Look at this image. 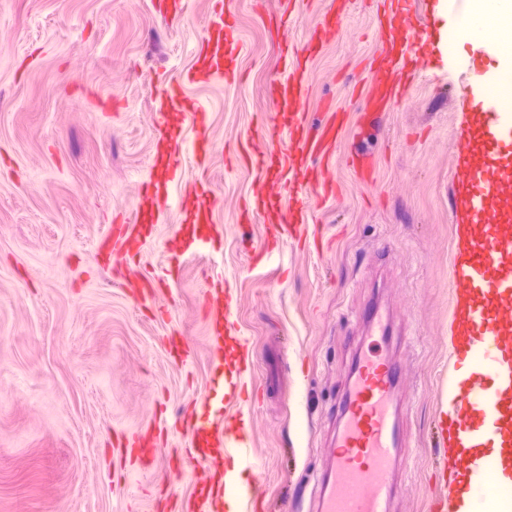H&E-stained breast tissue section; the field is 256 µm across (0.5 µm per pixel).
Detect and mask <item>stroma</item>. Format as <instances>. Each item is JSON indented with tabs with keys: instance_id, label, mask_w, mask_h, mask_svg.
<instances>
[{
	"instance_id": "obj_1",
	"label": "stroma",
	"mask_w": 512,
	"mask_h": 512,
	"mask_svg": "<svg viewBox=\"0 0 512 512\" xmlns=\"http://www.w3.org/2000/svg\"><path fill=\"white\" fill-rule=\"evenodd\" d=\"M336 0H236L237 84L189 83L218 0H0V512H182L205 471L184 465L186 413L207 403L246 455L224 465L266 473L260 505L307 512L352 358L360 312L378 303L404 333L397 350L406 455L391 512H426L444 455L437 421L453 369L449 182L459 112L447 59L421 72L378 130L356 135L377 54L373 0L307 69L309 119L345 117L331 162L334 191L313 200L305 239L267 242V212L240 222L263 172L239 167L238 145L277 113L287 72L281 42L301 45ZM181 84L209 114L217 150L197 165L190 113L163 119L160 84ZM170 125L181 173L136 261L116 264L112 226L141 219L159 172L156 133ZM375 159V188L347 165ZM207 190L213 240L168 248L184 190ZM266 248L253 261L254 249ZM159 280L153 299L127 277ZM230 291L235 330L215 349L202 294ZM177 337L188 359L166 347ZM167 441L150 464L117 454V436L150 427Z\"/></svg>"
}]
</instances>
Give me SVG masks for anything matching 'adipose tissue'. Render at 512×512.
Listing matches in <instances>:
<instances>
[{"label": "adipose tissue", "instance_id": "1", "mask_svg": "<svg viewBox=\"0 0 512 512\" xmlns=\"http://www.w3.org/2000/svg\"><path fill=\"white\" fill-rule=\"evenodd\" d=\"M450 39L489 45L500 59L512 61V32L506 30L502 13L477 7L453 22ZM478 454L481 458L496 461V473L483 496L461 499L457 512H493L501 487L512 486V411L503 410L499 432L486 446L479 448Z\"/></svg>", "mask_w": 512, "mask_h": 512}]
</instances>
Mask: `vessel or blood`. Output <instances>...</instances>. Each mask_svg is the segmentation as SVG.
Wrapping results in <instances>:
<instances>
[{"label":"vessel or blood","mask_w":512,"mask_h":512,"mask_svg":"<svg viewBox=\"0 0 512 512\" xmlns=\"http://www.w3.org/2000/svg\"><path fill=\"white\" fill-rule=\"evenodd\" d=\"M234 0H224V19L215 35L200 50V63L188 78L207 82L216 77L231 81L235 70L224 63L225 53L237 39ZM418 0H383L384 10L375 31L380 52L370 65L369 91L358 124H381L390 101L410 87L416 71L428 68L440 39L438 15L418 13ZM342 13L326 14L308 41L292 49L289 74L276 90L277 108L289 118L288 128L267 123L257 142L242 144L239 158L257 168H277L272 179H262L252 193V204L263 208L280 198L288 200L284 229H304L312 199L329 194V163L344 119L331 104V118L316 126L308 120L305 77L308 61L330 41L342 22ZM455 64L459 80L470 93L459 103L461 120L455 133L454 175L450 187L454 234L450 257L452 327L458 336L454 355L462 367L448 378V437L455 442L452 468L472 479V493L496 467L487 460L475 464L472 450L499 430L504 396L497 378L512 374V108L490 92L495 78L476 50L462 49ZM157 99L168 112L186 107L181 86L160 88ZM287 149H280V142ZM185 234H196L210 223L208 207L195 197L182 205ZM113 240L120 254L137 251L143 243L139 224H117ZM202 305L213 322V341L221 343L230 326L224 315V294L206 290ZM399 366L388 354H361L354 360L348 386L338 405L332 448L310 496V512H389L398 490L396 465L404 453L395 392ZM186 426L192 432L186 461L207 470L210 477L196 486L199 512H223L225 485L221 460L225 449L240 439L228 434L207 410L191 413Z\"/></svg>","instance_id":"vessel-or-blood-1"}]
</instances>
